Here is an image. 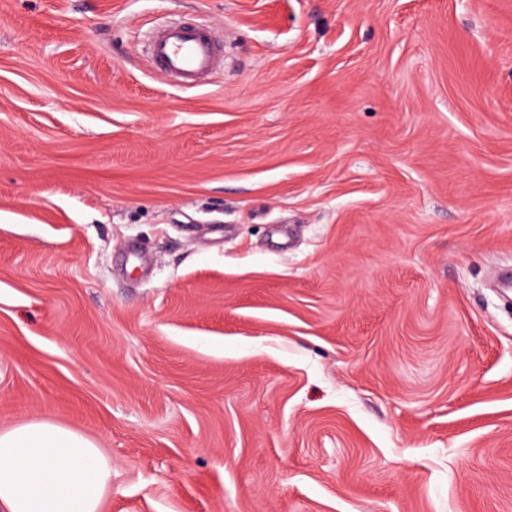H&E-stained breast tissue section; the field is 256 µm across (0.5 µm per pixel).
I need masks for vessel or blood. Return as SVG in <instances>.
I'll use <instances>...</instances> for the list:
<instances>
[{
    "label": "vessel or blood",
    "mask_w": 512,
    "mask_h": 512,
    "mask_svg": "<svg viewBox=\"0 0 512 512\" xmlns=\"http://www.w3.org/2000/svg\"><path fill=\"white\" fill-rule=\"evenodd\" d=\"M150 60L162 74L186 88H198L222 67L224 58L210 28L166 25L150 42Z\"/></svg>",
    "instance_id": "1"
}]
</instances>
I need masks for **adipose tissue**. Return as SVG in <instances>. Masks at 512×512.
<instances>
[{
	"mask_svg": "<svg viewBox=\"0 0 512 512\" xmlns=\"http://www.w3.org/2000/svg\"><path fill=\"white\" fill-rule=\"evenodd\" d=\"M111 488L90 437L46 420L0 431V512H100Z\"/></svg>",
	"mask_w": 512,
	"mask_h": 512,
	"instance_id": "adipose-tissue-1",
	"label": "adipose tissue"
}]
</instances>
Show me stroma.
Wrapping results in <instances>:
<instances>
[{
	"mask_svg": "<svg viewBox=\"0 0 512 512\" xmlns=\"http://www.w3.org/2000/svg\"><path fill=\"white\" fill-rule=\"evenodd\" d=\"M500 269L512 0H0V430L100 512H512ZM150 60L162 74L185 88H198L222 67L224 58L210 28L181 24L156 29ZM112 463L90 437L46 420L0 431L3 512H99Z\"/></svg>",
	"mask_w": 512,
	"mask_h": 512,
	"instance_id": "1",
	"label": "stroma"
}]
</instances>
